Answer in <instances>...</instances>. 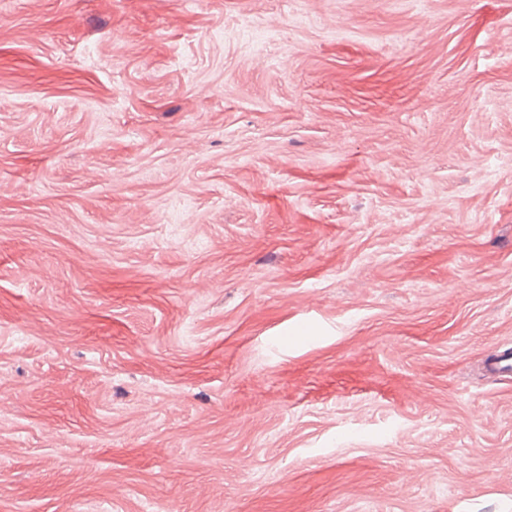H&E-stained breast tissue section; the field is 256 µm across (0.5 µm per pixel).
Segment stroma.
<instances>
[{
	"mask_svg": "<svg viewBox=\"0 0 512 512\" xmlns=\"http://www.w3.org/2000/svg\"><path fill=\"white\" fill-rule=\"evenodd\" d=\"M512 0H0V512H512Z\"/></svg>",
	"mask_w": 512,
	"mask_h": 512,
	"instance_id": "obj_1",
	"label": "stroma"
}]
</instances>
